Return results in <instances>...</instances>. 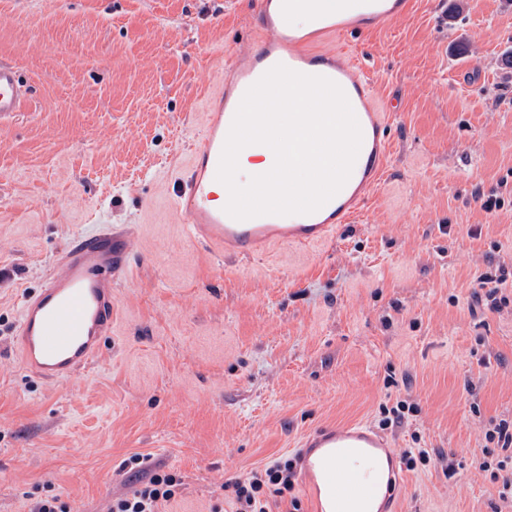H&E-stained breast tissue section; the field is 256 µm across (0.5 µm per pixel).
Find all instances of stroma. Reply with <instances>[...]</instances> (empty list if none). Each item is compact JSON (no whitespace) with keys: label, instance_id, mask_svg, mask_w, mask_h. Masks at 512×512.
<instances>
[{"label":"stroma","instance_id":"stroma-1","mask_svg":"<svg viewBox=\"0 0 512 512\" xmlns=\"http://www.w3.org/2000/svg\"><path fill=\"white\" fill-rule=\"evenodd\" d=\"M253 11L0 0V59L33 90L0 118V512L51 495L109 512L156 473L181 481L162 512H234L224 482L357 421L434 452L399 512H512L478 466L491 423L512 421V303L471 312L479 276L512 270V0H417L342 37L396 103L381 184L319 247L222 257L173 212V173L227 61L254 48ZM100 224L132 239L112 334L74 380L44 382L14 347L23 297ZM399 400L416 412L380 429Z\"/></svg>","mask_w":512,"mask_h":512}]
</instances>
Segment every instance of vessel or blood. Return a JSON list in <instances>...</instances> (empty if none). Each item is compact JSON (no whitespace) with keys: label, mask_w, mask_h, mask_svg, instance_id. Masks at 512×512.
I'll use <instances>...</instances> for the list:
<instances>
[{"label":"vessel or blood","mask_w":512,"mask_h":512,"mask_svg":"<svg viewBox=\"0 0 512 512\" xmlns=\"http://www.w3.org/2000/svg\"><path fill=\"white\" fill-rule=\"evenodd\" d=\"M413 6V0H257L259 44L246 60L229 66L177 178L174 210L196 242L239 255L270 245H316L364 208L384 175L391 115L380 110L372 82L345 52L322 43L404 20ZM301 15L312 16V24L297 25ZM278 64L327 77L343 89L362 131L361 148L345 185L317 211L237 220L218 200L221 153L244 94ZM29 97L19 70L0 61V116L23 111ZM129 253L128 239L109 226L69 241L41 287L21 305L16 348L27 371L47 382L69 380L96 358L112 333L113 290L128 271ZM302 446L314 512H396L402 475L396 449L382 436L351 423L321 429Z\"/></svg>","instance_id":"b4317fda"}]
</instances>
